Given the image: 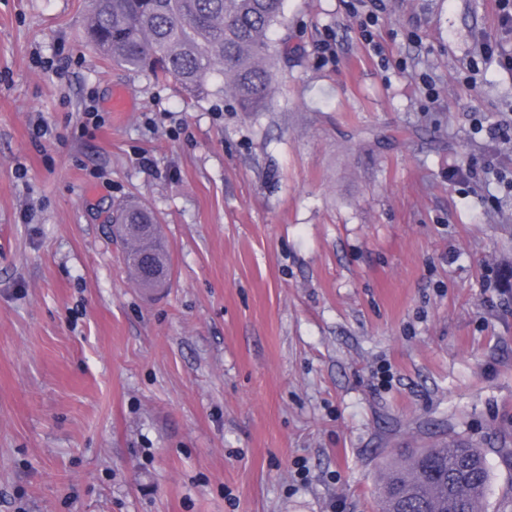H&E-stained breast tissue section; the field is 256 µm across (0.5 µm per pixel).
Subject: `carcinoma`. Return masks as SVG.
Returning a JSON list of instances; mask_svg holds the SVG:
<instances>
[{"label":"carcinoma","instance_id":"carcinoma-1","mask_svg":"<svg viewBox=\"0 0 512 512\" xmlns=\"http://www.w3.org/2000/svg\"><path fill=\"white\" fill-rule=\"evenodd\" d=\"M285 0H89L88 44L128 70L171 81L188 99L229 92L240 111L260 112L283 53L274 38ZM128 224L124 264L147 290L170 278L154 213L136 200L116 207ZM486 454L464 440L420 448L388 469L381 512H484Z\"/></svg>","mask_w":512,"mask_h":512}]
</instances>
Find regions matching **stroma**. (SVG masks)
Instances as JSON below:
<instances>
[{
    "label": "stroma",
    "mask_w": 512,
    "mask_h": 512,
    "mask_svg": "<svg viewBox=\"0 0 512 512\" xmlns=\"http://www.w3.org/2000/svg\"><path fill=\"white\" fill-rule=\"evenodd\" d=\"M501 11L287 0L242 112L104 60L85 0H0V512H378L403 449L456 439L512 512ZM129 198L157 294L112 237ZM115 209L118 212L116 223H119L113 224L115 231L118 227L132 224L123 261L134 280L144 290L158 288L159 277L148 278L145 275L146 270L153 266L163 283L167 279L169 281L171 273L168 252L154 213L144 203L136 200L122 203Z\"/></svg>",
    "instance_id": "35a3bbf8"
}]
</instances>
